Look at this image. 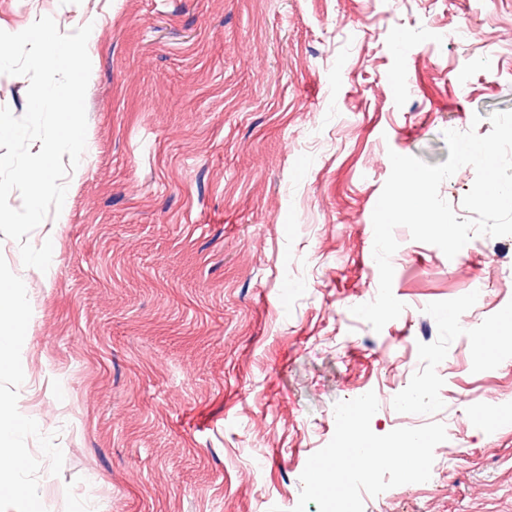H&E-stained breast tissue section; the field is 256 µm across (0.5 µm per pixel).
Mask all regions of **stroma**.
<instances>
[{
  "label": "stroma",
  "instance_id": "35a3bbf8",
  "mask_svg": "<svg viewBox=\"0 0 512 512\" xmlns=\"http://www.w3.org/2000/svg\"><path fill=\"white\" fill-rule=\"evenodd\" d=\"M92 23L86 149L47 271L0 233L26 418L0 512H292L337 402L375 392V434L442 423L431 488L364 512H512V242L454 258L394 231L401 315H352L379 272L389 152L436 165L449 129L512 110V0H0V30ZM481 122H474V115ZM457 308L455 318L441 317ZM413 390L424 408H401Z\"/></svg>",
  "mask_w": 512,
  "mask_h": 512
}]
</instances>
